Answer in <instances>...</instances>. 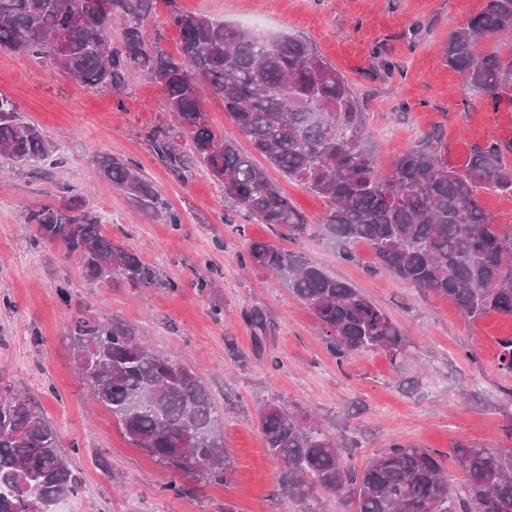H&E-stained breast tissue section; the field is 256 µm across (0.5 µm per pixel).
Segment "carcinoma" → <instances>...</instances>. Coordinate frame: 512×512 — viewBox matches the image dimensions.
I'll return each instance as SVG.
<instances>
[{"label": "carcinoma", "mask_w": 512, "mask_h": 512, "mask_svg": "<svg viewBox=\"0 0 512 512\" xmlns=\"http://www.w3.org/2000/svg\"><path fill=\"white\" fill-rule=\"evenodd\" d=\"M155 3L111 0V19L123 24L122 40L114 44L95 0H0V48L112 93L126 90L132 72L144 73L163 88L166 110L174 115L173 124L149 139L153 155L171 172L188 179L201 165L257 222L279 226L295 240L308 236V219L241 150L237 135H243L280 173L326 201L321 226L340 245L342 260L354 261L352 246L364 243L380 270L447 298L466 317L491 311L512 317V238L498 232L480 201L485 190L512 196L511 140L474 147L458 169L431 133L382 174L361 146L368 130L355 90L310 40L271 38L173 7L168 22L180 37L174 56L145 38ZM511 31L512 0H486L445 47L448 66L496 103L512 95V54L481 45ZM54 32L64 36L59 51ZM205 91L223 100L235 131L219 133L203 118ZM56 152V143L0 92V157L26 170ZM95 162L103 179L140 209L181 223L132 162L109 154ZM62 192L63 204L23 215L40 240L63 245L92 280L118 275L134 286L157 280L137 252L103 233L81 196L66 186ZM241 264L288 285L325 330L339 365L366 350H382L395 362L410 348L380 307L300 251L254 241ZM244 318L261 343L265 313L252 309ZM71 339L74 364L83 356L104 358L101 368L79 374L133 445L178 477L227 482L232 463L224 451L222 411L195 369L151 352L131 328L93 314L75 318ZM15 399L0 402V512H50L48 503L78 493L80 478L52 423L29 399ZM257 423L270 456L284 466L282 494L295 501L319 488L347 496L355 512H512L511 451L456 447L468 482L454 496L435 449L394 443L356 470L317 424L280 405H266Z\"/></svg>", "instance_id": "cac0c4a2"}]
</instances>
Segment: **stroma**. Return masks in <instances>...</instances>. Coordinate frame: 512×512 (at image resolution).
Instances as JSON below:
<instances>
[{
    "mask_svg": "<svg viewBox=\"0 0 512 512\" xmlns=\"http://www.w3.org/2000/svg\"><path fill=\"white\" fill-rule=\"evenodd\" d=\"M485 0H157L148 38L177 52L171 9L198 12L267 34L308 37L352 84L369 136L364 148L386 172L398 152L424 133L444 137L452 166L471 148L512 139V99L476 93L443 56L448 35L479 13ZM0 92L61 147L40 169L16 177L0 159V382L27 393L55 425L82 483L64 512H352L340 495L286 499L282 465L269 456L256 413L269 402L312 418L336 440L344 460L364 468L391 443L443 452L451 491L468 475L457 444L512 448V375L499 364V341L512 318L491 312L470 320L443 297L377 270L372 250L357 244L344 262L322 230L299 241L259 224L224 199L202 168L190 179L153 156L148 136L167 124L163 89L132 73L125 92L83 85L52 67L0 49ZM112 154L154 182L180 224L146 213L108 186L93 160ZM74 189L113 241L139 251L157 284L87 278L56 243L39 241L26 210L58 204L59 186ZM303 252L337 279L355 285L403 330L411 346L396 362L384 351L351 353L337 362L313 315L276 276L242 267L249 242ZM213 285L200 289L201 280ZM66 284L67 299L57 287ZM270 318L262 343L246 309ZM130 325L138 341L206 373L222 408L224 449L233 463L222 484L191 478L170 491L174 473L132 445L112 414L81 383L70 358L77 311Z\"/></svg>",
    "mask_w": 512,
    "mask_h": 512,
    "instance_id": "obj_1",
    "label": "stroma"
}]
</instances>
